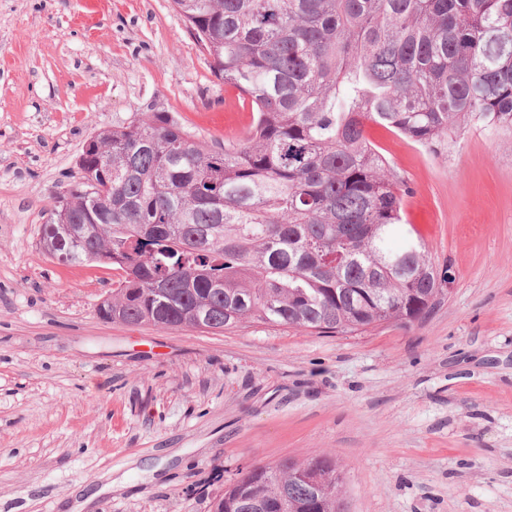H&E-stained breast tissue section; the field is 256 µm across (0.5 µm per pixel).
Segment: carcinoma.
Instances as JSON below:
<instances>
[{
	"instance_id": "cac0c4a2",
	"label": "carcinoma",
	"mask_w": 512,
	"mask_h": 512,
	"mask_svg": "<svg viewBox=\"0 0 512 512\" xmlns=\"http://www.w3.org/2000/svg\"><path fill=\"white\" fill-rule=\"evenodd\" d=\"M172 2L251 125L217 146L136 112L90 136L52 208L76 237L53 220L43 252L119 270L98 312L128 326L347 336L424 318L450 276L410 232L392 246L411 187L365 125L436 155L473 127L512 137V0ZM342 484L330 455L287 458L213 508L345 512Z\"/></svg>"
}]
</instances>
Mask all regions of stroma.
<instances>
[{"label":"stroma","instance_id":"1","mask_svg":"<svg viewBox=\"0 0 512 512\" xmlns=\"http://www.w3.org/2000/svg\"><path fill=\"white\" fill-rule=\"evenodd\" d=\"M137 112L213 142L252 119L172 0H0V512H212L239 470L321 453L346 512H512V142L367 127L454 276L425 318L160 330L102 319L115 271L39 244L84 141Z\"/></svg>","mask_w":512,"mask_h":512}]
</instances>
